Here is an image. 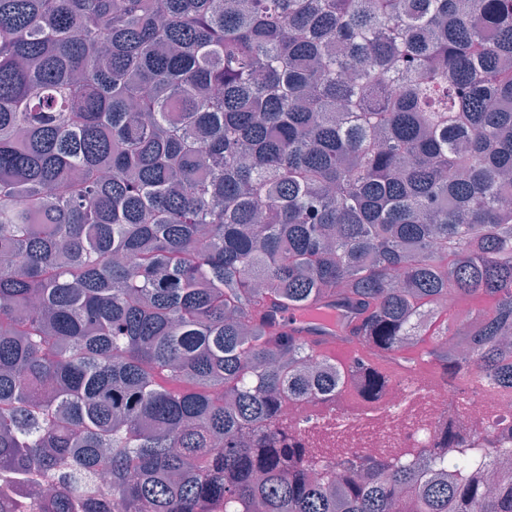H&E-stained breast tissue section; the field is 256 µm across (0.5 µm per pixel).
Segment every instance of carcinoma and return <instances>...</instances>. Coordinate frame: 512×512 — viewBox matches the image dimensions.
<instances>
[{
  "instance_id": "1",
  "label": "carcinoma",
  "mask_w": 512,
  "mask_h": 512,
  "mask_svg": "<svg viewBox=\"0 0 512 512\" xmlns=\"http://www.w3.org/2000/svg\"><path fill=\"white\" fill-rule=\"evenodd\" d=\"M475 2L0 0V471L104 473L112 512H512L464 475L506 433L339 459L282 413L373 408L419 345L512 392V0ZM274 309L348 311L384 366ZM276 325L278 328L288 330L289 332L300 331L301 319L291 311H280L275 316ZM302 335L313 343V345L320 351L336 359L338 364H348L342 358L336 357V354H343L349 357L352 361L356 358L362 357L364 350L360 338L349 339L344 336H336V330H327L322 332H307L300 331Z\"/></svg>"
}]
</instances>
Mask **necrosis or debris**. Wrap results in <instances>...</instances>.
<instances>
[{"mask_svg":"<svg viewBox=\"0 0 512 512\" xmlns=\"http://www.w3.org/2000/svg\"><path fill=\"white\" fill-rule=\"evenodd\" d=\"M288 419L302 429L319 425L323 433L341 438L343 450L378 458L395 448L432 447L445 427L463 436L490 428L511 429L512 396L466 399L442 386L422 395L416 386L395 384L383 409L365 415L351 410L332 425L318 420L310 405L296 403Z\"/></svg>","mask_w":512,"mask_h":512,"instance_id":"4bbe7bcc","label":"necrosis or debris"}]
</instances>
